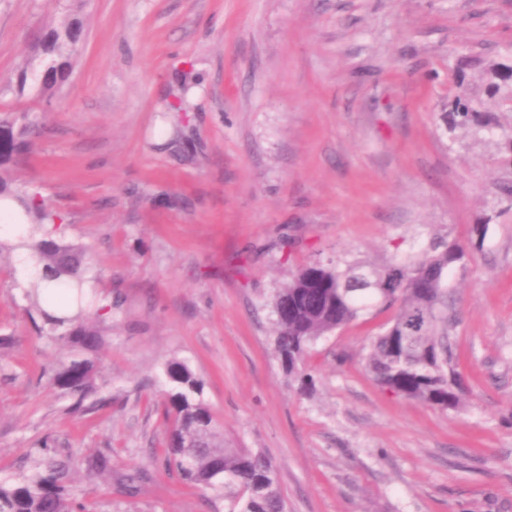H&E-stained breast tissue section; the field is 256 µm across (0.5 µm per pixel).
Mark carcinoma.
I'll return each mask as SVG.
<instances>
[{"label":"carcinoma","mask_w":512,"mask_h":512,"mask_svg":"<svg viewBox=\"0 0 512 512\" xmlns=\"http://www.w3.org/2000/svg\"><path fill=\"white\" fill-rule=\"evenodd\" d=\"M79 22L65 18L46 38L42 57L30 73L41 76L39 91L63 81L80 41ZM484 92L512 106V65L492 61L483 68ZM482 100L468 92L448 100L443 120L452 130L479 134L493 129L479 119ZM40 134L38 121L26 113L0 112V200L24 208L28 234L14 248L25 250L37 269L39 290L22 289L30 307L39 312V331L66 340L80 354L55 369L50 383L74 399L73 408L89 412L101 405L86 403L96 389V364L86 355L99 336L82 313L55 314L69 294L85 298L84 288L97 272L82 247L58 239L62 217L47 209L38 192L8 178V164L23 154ZM488 226L470 230V246L444 237L433 238L386 265L371 269V282L359 278L362 266L338 260L313 261L300 268L272 300L275 351L289 376L304 390L311 382L305 355L320 338L353 322L391 312L370 338L365 365L385 391L420 401L439 410H457L467 387L449 346L448 271L468 261L485 238ZM55 292L44 294L42 289ZM87 299V298H85ZM102 319L112 318V297L87 299ZM166 420V464L189 484L224 492L228 512H285L277 469L260 451L229 449L224 434L203 398V380L188 363L172 359L163 367ZM39 470L11 484L0 483V512H75L65 493L67 461L42 452Z\"/></svg>","instance_id":"obj_1"}]
</instances>
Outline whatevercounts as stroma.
<instances>
[{"instance_id":"35a3bbf8","label":"stroma","mask_w":512,"mask_h":512,"mask_svg":"<svg viewBox=\"0 0 512 512\" xmlns=\"http://www.w3.org/2000/svg\"><path fill=\"white\" fill-rule=\"evenodd\" d=\"M84 35L59 89L20 90L62 17ZM512 59V0H0V111L46 126L11 166L89 247L112 297L92 357L104 407L49 383L70 344L39 333L18 254H0V482L43 439L87 512H226L164 461L160 389L186 361L227 447L267 454L287 512H512V151L442 120ZM448 276L468 385L442 412L367 372L383 316L317 342L298 393L270 302L314 259L384 265L420 239L467 242ZM106 452L111 473L88 474ZM141 473L137 494L118 476Z\"/></svg>"}]
</instances>
